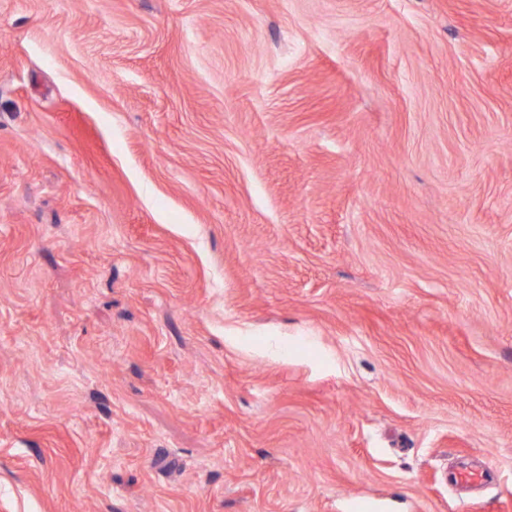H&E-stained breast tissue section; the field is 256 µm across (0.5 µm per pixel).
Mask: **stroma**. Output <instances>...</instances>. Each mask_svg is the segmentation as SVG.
Segmentation results:
<instances>
[{
	"label": "stroma",
	"instance_id": "1",
	"mask_svg": "<svg viewBox=\"0 0 512 512\" xmlns=\"http://www.w3.org/2000/svg\"><path fill=\"white\" fill-rule=\"evenodd\" d=\"M0 512H512V0H0Z\"/></svg>",
	"mask_w": 512,
	"mask_h": 512
}]
</instances>
